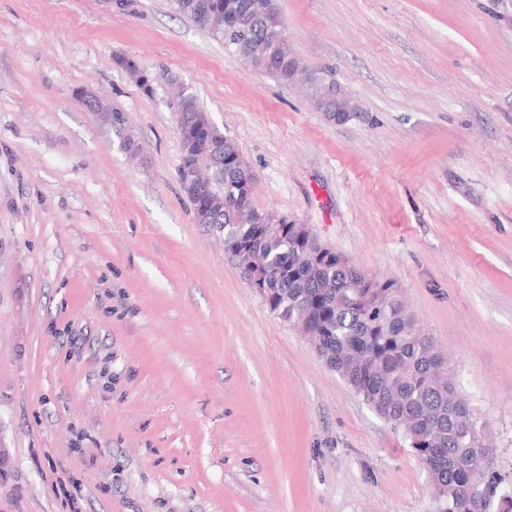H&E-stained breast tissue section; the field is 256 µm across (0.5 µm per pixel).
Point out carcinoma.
Returning <instances> with one entry per match:
<instances>
[{
    "instance_id": "cac0c4a2",
    "label": "carcinoma",
    "mask_w": 512,
    "mask_h": 512,
    "mask_svg": "<svg viewBox=\"0 0 512 512\" xmlns=\"http://www.w3.org/2000/svg\"><path fill=\"white\" fill-rule=\"evenodd\" d=\"M177 12L209 31L255 70L288 83V42L276 0H173ZM244 17L246 28L224 27V18ZM83 106L104 110L100 121L124 133L121 150L138 154L125 131L123 113L93 96ZM182 131L177 180L198 224L217 227L225 252L243 267L231 244L243 242L264 254L271 275L263 300L282 319L318 337L326 364L393 428L403 431L426 467L442 512H512V472L495 467V448L478 426L458 389L434 378L443 357L432 340L416 334L411 315L399 309V287L389 279L372 288L366 273L341 254L314 274L311 262L322 250L316 238L258 232L239 210L260 211L253 201V177L237 167L238 147L200 107L191 87L179 82L169 101ZM211 176L200 180L193 171Z\"/></svg>"
}]
</instances>
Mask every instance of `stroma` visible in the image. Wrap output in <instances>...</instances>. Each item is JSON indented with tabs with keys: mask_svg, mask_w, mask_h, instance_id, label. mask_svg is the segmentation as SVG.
I'll return each instance as SVG.
<instances>
[{
	"mask_svg": "<svg viewBox=\"0 0 512 512\" xmlns=\"http://www.w3.org/2000/svg\"><path fill=\"white\" fill-rule=\"evenodd\" d=\"M278 6L349 121L172 0H0V512H440L404 434L195 223L172 76L236 143L259 210L397 283L512 467V10ZM83 89L124 113L139 160Z\"/></svg>",
	"mask_w": 512,
	"mask_h": 512,
	"instance_id": "35a3bbf8",
	"label": "stroma"
}]
</instances>
